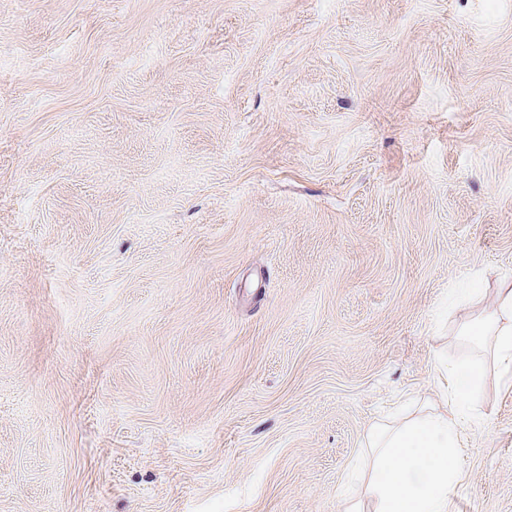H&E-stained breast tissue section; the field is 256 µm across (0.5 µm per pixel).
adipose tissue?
<instances>
[{"label":"adipose tissue","mask_w":512,"mask_h":512,"mask_svg":"<svg viewBox=\"0 0 512 512\" xmlns=\"http://www.w3.org/2000/svg\"><path fill=\"white\" fill-rule=\"evenodd\" d=\"M465 333L489 350L499 365L512 366V282L502 283L491 311ZM437 372L451 390L452 416L425 412L380 422L365 437V489L375 512H448L462 477L460 443L482 363L446 360Z\"/></svg>","instance_id":"obj_1"}]
</instances>
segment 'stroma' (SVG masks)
<instances>
[{
  "instance_id": "35a3bbf8",
  "label": "stroma",
  "mask_w": 512,
  "mask_h": 512,
  "mask_svg": "<svg viewBox=\"0 0 512 512\" xmlns=\"http://www.w3.org/2000/svg\"><path fill=\"white\" fill-rule=\"evenodd\" d=\"M509 275L512 0H0V512H373Z\"/></svg>"
}]
</instances>
